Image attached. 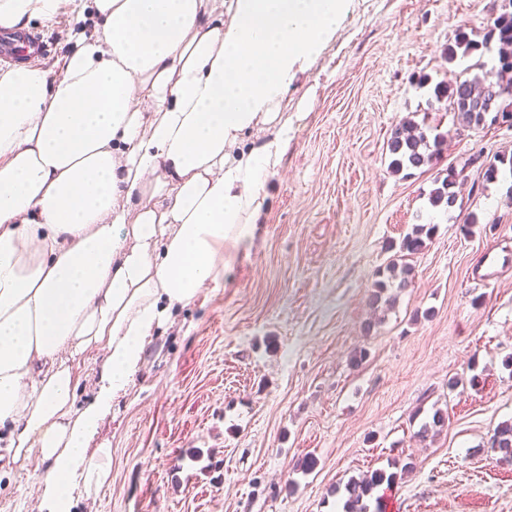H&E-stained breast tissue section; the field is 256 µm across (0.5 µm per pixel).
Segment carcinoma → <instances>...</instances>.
Segmentation results:
<instances>
[{
	"label": "carcinoma",
	"mask_w": 512,
	"mask_h": 512,
	"mask_svg": "<svg viewBox=\"0 0 512 512\" xmlns=\"http://www.w3.org/2000/svg\"><path fill=\"white\" fill-rule=\"evenodd\" d=\"M497 46V65L491 70H483L464 79H457L444 87L435 89L436 99L448 102V107L457 119L455 131L491 129L490 114L508 112L512 114V82L501 84L496 75L512 72V10L495 14L493 24L483 36L482 41L470 38L462 28L455 31L453 40L448 43L447 58L452 63L458 56H469L473 52L487 47L490 43ZM452 131L428 138L425 130L413 121H405L395 127L387 141L391 172L430 167L438 162L442 154V144ZM480 162L484 170L483 182L498 180L501 168H512V155L497 154L486 159L482 154L473 155L468 163ZM463 179L462 173L451 168L443 177L434 180L435 188L429 193V203L434 208L453 209L458 201L457 187ZM435 226L417 224L401 240L399 249L406 256L416 255L425 247V240L431 238ZM388 275L378 280L370 297V305L378 309L390 302L389 289H399L408 285L411 267L393 262L387 266ZM446 424V416L437 410L432 421L423 423L414 437L424 442L434 437ZM493 452L501 455L504 461H512V421L500 423L494 430L491 441ZM400 476L395 472L377 469L360 478H351L344 485L343 512H384L385 495L397 486Z\"/></svg>",
	"instance_id": "cac0c4a2"
}]
</instances>
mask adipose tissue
<instances>
[{
    "label": "adipose tissue",
    "mask_w": 512,
    "mask_h": 512,
    "mask_svg": "<svg viewBox=\"0 0 512 512\" xmlns=\"http://www.w3.org/2000/svg\"><path fill=\"white\" fill-rule=\"evenodd\" d=\"M68 6L95 32L56 69L0 66V477L38 457V512L108 481L101 418L253 239L288 93L358 0H0V30Z\"/></svg>",
    "instance_id": "ef3b65f1"
}]
</instances>
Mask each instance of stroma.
<instances>
[{
    "label": "stroma",
    "instance_id": "1",
    "mask_svg": "<svg viewBox=\"0 0 512 512\" xmlns=\"http://www.w3.org/2000/svg\"><path fill=\"white\" fill-rule=\"evenodd\" d=\"M491 0H359L336 43L288 96L294 120L265 220L224 284L179 310L146 348L92 447L112 450L95 504L72 512H339L350 477L405 467L397 512H512V462L490 448L512 420V268L475 283L486 249L512 251V169L483 184L470 156L512 153V129L449 139L411 177L386 150L406 120L448 131L436 100L489 50L455 62L456 29L482 40ZM68 12L33 22L52 64L86 30ZM463 169L475 193L430 205L434 178ZM478 224L465 227L467 214ZM417 224L412 282L369 305L380 272ZM368 356L352 366L356 351ZM457 379L449 388V379ZM441 409L434 440L414 434ZM435 230L431 224H417L401 240L399 249L404 256L416 255L425 247V239L431 238Z\"/></svg>",
    "mask_w": 512,
    "mask_h": 512
}]
</instances>
